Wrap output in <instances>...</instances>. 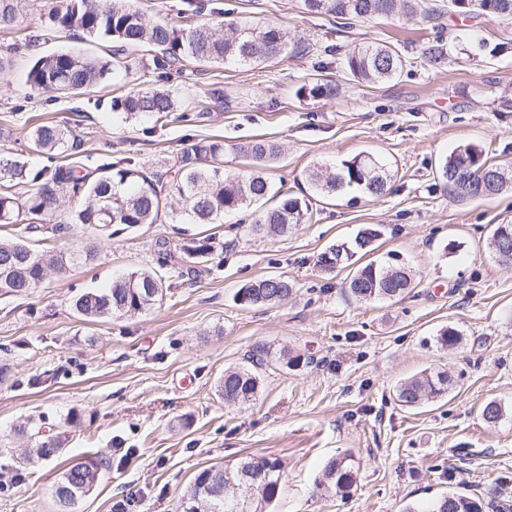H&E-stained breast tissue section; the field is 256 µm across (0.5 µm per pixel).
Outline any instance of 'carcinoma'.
<instances>
[{
    "label": "carcinoma",
    "instance_id": "obj_1",
    "mask_svg": "<svg viewBox=\"0 0 512 512\" xmlns=\"http://www.w3.org/2000/svg\"><path fill=\"white\" fill-rule=\"evenodd\" d=\"M304 9L313 14L330 16L344 25L375 18L403 14L413 17L421 0H303ZM472 6L481 15L511 16L512 0H448L433 4L425 13L441 15L445 7ZM53 22L63 30L114 43L112 59L103 60L71 51H56L39 57L30 67L27 84L35 92H58L80 95L102 82L116 65L124 63L130 47L151 46L159 49V66L171 69L187 59L207 62L234 61L261 64L290 49V36L270 23L244 25L222 35L208 26H185L174 21H150L128 0H59ZM15 0H0V29L18 26ZM422 56L440 68L447 59L445 42L439 38L427 43ZM406 60L390 45L367 44L345 54L344 68L359 83L374 85L396 78ZM112 110L129 118L152 115L159 119L175 111L172 97L159 90H140L112 100ZM33 151L41 156L53 155L68 143V131L51 123L35 125L29 132ZM239 151L251 161V170L229 173L224 170V143L198 141L184 150L176 161V170L165 177L150 173L126 160L98 166H34L27 161H0V224H14L24 216L18 234L0 239V296L30 293L47 277L48 272L67 264H85L94 259V248L69 256L46 255L31 244L39 233L60 234L69 224H90L108 232L114 225L127 229L141 224H215L228 213L247 210L259 202H271L260 210L251 231L266 236L282 235L297 224L312 220L313 201L340 192L357 191L371 196L387 192L388 170L369 154H358L334 166L314 165L305 172L309 192L301 197L279 199L265 175L266 166L279 155L277 144L259 139L240 146ZM441 178L459 197L483 198L501 193L512 184V171L485 157L479 145L466 143L452 150L440 167ZM29 185L34 191L19 196L15 188ZM66 190L80 200L70 216L61 219L54 204L57 194ZM177 199V205L169 203ZM158 254L173 267L203 258L211 245L185 244L171 250L164 239L156 241ZM489 249L498 262L512 265V224H499L489 240ZM412 285V270L398 257L388 255L359 268L350 278L348 292L360 302L393 299ZM157 290L156 297L142 296V288ZM163 283L149 272L133 271L112 281L104 289L77 294L74 311L91 322L113 316L137 317L163 300ZM292 291L281 277H265L238 289L236 300L243 306H266L282 300ZM268 351L257 348L248 359L249 368L224 370L218 388L228 398L227 404H246L256 399L260 388L259 368L266 365ZM451 377L447 371H423L395 390L400 405L413 408L425 399L441 398L448 393ZM39 459L55 456L62 447L60 435L42 434V424L33 422L27 429ZM263 473L268 485L257 494L253 512H264L280 490L281 465L276 458L248 456L234 467L224 468V480L216 482L199 471L194 480L200 487L187 505L189 512H239L242 501V474ZM101 470H89L78 463L69 467L54 487L57 512H73L75 504L89 494L100 480ZM354 481L353 459H333L325 466L322 485L337 492L351 487ZM429 512H482L479 502L461 492H450L437 500Z\"/></svg>",
    "mask_w": 512,
    "mask_h": 512
}]
</instances>
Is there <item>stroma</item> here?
Here are the masks:
<instances>
[{
  "label": "stroma",
  "instance_id": "obj_1",
  "mask_svg": "<svg viewBox=\"0 0 512 512\" xmlns=\"http://www.w3.org/2000/svg\"><path fill=\"white\" fill-rule=\"evenodd\" d=\"M19 26L0 29V159H28L32 126L52 122L72 131L73 159L87 167L129 158L168 170L200 140L224 143V168L247 169L239 152L255 139L275 141L266 173L274 190L301 196L305 171L359 153L387 162L389 191L377 198L324 199L311 223L266 237L251 232L243 211L220 224H145L104 236L71 225L40 247L80 252L92 262L52 271L28 295L0 297V512H55L53 489L70 466L102 460L101 478L75 512H176L194 476L215 463L247 456L281 463V493L269 512H427L451 491L480 500L483 512H512V267L489 252L494 225L512 224V190L463 199L438 174L456 146L474 143L512 166V18L446 13L376 19L338 31L336 44H391L407 61L400 77L372 87L351 80L342 58L319 51L330 17L306 12L302 0H204L194 25L273 23L305 45L297 55L258 66L191 60L157 80L155 52H130L77 98L34 94L33 62L57 50L99 56L109 43L61 32L56 0H17ZM443 33L448 63L436 69L421 52ZM487 49L474 51L471 38ZM333 81L331 97L302 86ZM171 92L167 120L125 118L112 99L145 87ZM378 230L371 253L326 263L359 231ZM178 248L210 241L204 272L179 274L160 265L156 242ZM395 254L414 286L391 301L361 303L346 282L358 268ZM147 269L162 276L164 300L151 312L88 323L73 297ZM269 276L292 293L245 307L235 294ZM453 328L462 340L437 343ZM270 362L256 400L225 405L217 385L225 369L246 365L256 347ZM449 371L446 397L409 409L396 386L424 370ZM495 400L505 416L485 422ZM64 433L62 451L32 457L29 420ZM351 456L353 485L325 492L332 459Z\"/></svg>",
  "mask_w": 512,
  "mask_h": 512
}]
</instances>
